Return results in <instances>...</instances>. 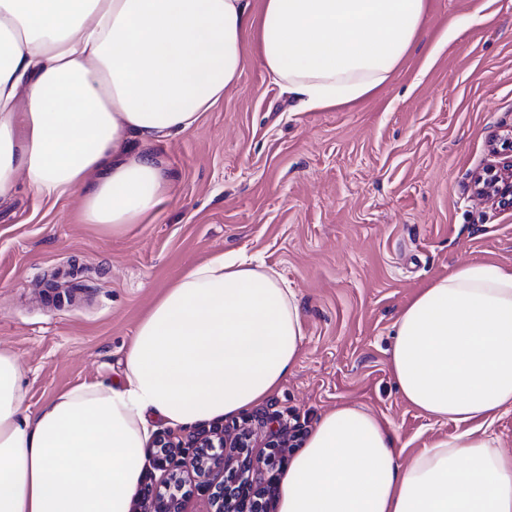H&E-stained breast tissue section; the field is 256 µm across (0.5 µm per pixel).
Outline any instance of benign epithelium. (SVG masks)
Instances as JSON below:
<instances>
[{
    "instance_id": "7a95c632",
    "label": "benign epithelium",
    "mask_w": 512,
    "mask_h": 512,
    "mask_svg": "<svg viewBox=\"0 0 512 512\" xmlns=\"http://www.w3.org/2000/svg\"><path fill=\"white\" fill-rule=\"evenodd\" d=\"M474 189L481 199L512 206V164L493 166L477 176ZM256 442L251 428L228 433L203 425L184 438L169 432L157 434L150 454L160 479L154 482L147 476L149 483L140 493L144 509L133 512H184L186 472L195 474L194 487L207 495L214 512H269L271 488L252 478L253 467H272L282 461L287 442L271 427L264 442L267 452L255 457Z\"/></svg>"
}]
</instances>
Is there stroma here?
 Returning a JSON list of instances; mask_svg holds the SVG:
<instances>
[{
  "instance_id": "obj_1",
  "label": "stroma",
  "mask_w": 512,
  "mask_h": 512,
  "mask_svg": "<svg viewBox=\"0 0 512 512\" xmlns=\"http://www.w3.org/2000/svg\"><path fill=\"white\" fill-rule=\"evenodd\" d=\"M479 14V21L464 19ZM175 181L148 224L114 237L81 221V191H19L0 205V347L28 402L121 380L144 311L192 265L244 254L294 292L304 340L261 404L232 430L281 414L297 453L341 404L388 422L401 461L459 431L401 397L394 323L466 263L512 267V208L474 193L512 160V0H428L418 39L359 102L305 110L255 63L189 131L154 144Z\"/></svg>"
}]
</instances>
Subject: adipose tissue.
<instances>
[{"label":"adipose tissue","instance_id":"obj_1","mask_svg":"<svg viewBox=\"0 0 512 512\" xmlns=\"http://www.w3.org/2000/svg\"><path fill=\"white\" fill-rule=\"evenodd\" d=\"M427 0H0V203L83 193L82 221L121 235L173 183L151 144L193 128L257 58L305 109L356 101L413 47ZM294 293L220 255L179 274L139 322L117 384L37 411L0 348V512H130L151 423L258 405L295 365ZM402 399L461 425L401 462L362 407L326 412L279 480L278 512H512V453L487 431L512 409V268L461 266L395 323Z\"/></svg>","mask_w":512,"mask_h":512}]
</instances>
